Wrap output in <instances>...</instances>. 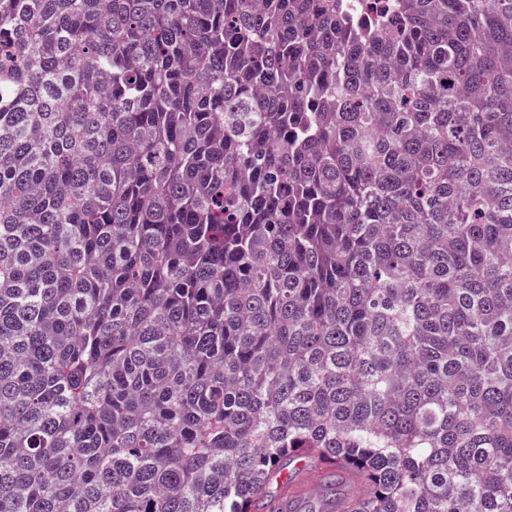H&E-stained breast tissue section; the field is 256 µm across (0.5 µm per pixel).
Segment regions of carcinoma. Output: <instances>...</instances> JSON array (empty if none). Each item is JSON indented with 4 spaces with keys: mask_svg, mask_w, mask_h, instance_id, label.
<instances>
[{
    "mask_svg": "<svg viewBox=\"0 0 512 512\" xmlns=\"http://www.w3.org/2000/svg\"><path fill=\"white\" fill-rule=\"evenodd\" d=\"M512 512V0H0V512ZM280 493L267 502V512H281L289 507L295 508L298 502L309 496L320 494V483L317 475H307L299 479H291L288 474L279 477Z\"/></svg>",
    "mask_w": 512,
    "mask_h": 512,
    "instance_id": "obj_1",
    "label": "carcinoma"
}]
</instances>
